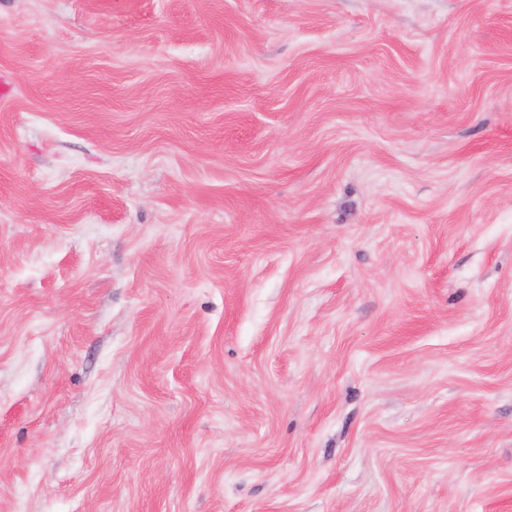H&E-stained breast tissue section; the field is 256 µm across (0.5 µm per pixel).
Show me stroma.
<instances>
[{
  "label": "stroma",
  "mask_w": 512,
  "mask_h": 512,
  "mask_svg": "<svg viewBox=\"0 0 512 512\" xmlns=\"http://www.w3.org/2000/svg\"><path fill=\"white\" fill-rule=\"evenodd\" d=\"M0 512H512V0H0Z\"/></svg>",
  "instance_id": "1"
}]
</instances>
